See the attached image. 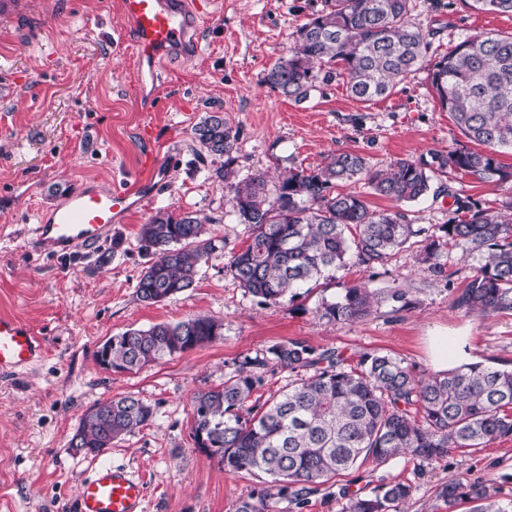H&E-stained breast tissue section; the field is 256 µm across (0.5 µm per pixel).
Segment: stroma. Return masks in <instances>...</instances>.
Instances as JSON below:
<instances>
[{
    "mask_svg": "<svg viewBox=\"0 0 512 512\" xmlns=\"http://www.w3.org/2000/svg\"><path fill=\"white\" fill-rule=\"evenodd\" d=\"M196 52L169 57L160 70V101L136 94V50L124 37L118 0H29L28 27L0 24V315L17 317L43 336L47 353L17 374L0 375V512H75L81 484L101 464L139 472L147 486L143 512H233L258 483L228 474L193 438L191 399L217 388L248 357L301 338L317 349L349 354L381 350L415 372L437 367L430 340H454L455 364L512 368V313L480 317L454 307L473 264L445 251L443 275L416 261L421 247L441 237L450 198L413 204L419 231L369 274L355 259L335 282L308 293L262 303L227 271L232 252L249 236L233 210L231 184L257 174L325 164L337 152H357L379 169L429 150L481 143L461 134L433 94L427 70L413 72L388 98L362 103L343 82L318 85L297 102L271 90L267 71L293 43L296 29L322 0H211ZM415 18L439 29L434 45L445 54L464 38L511 33L512 16L478 11L469 0H417ZM220 112L240 130L232 181L214 177L194 128ZM164 141V184L112 223L94 247L55 259L37 242L39 215L87 182L112 189L135 175L150 139ZM448 183L482 206L496 209L512 197V183H485L449 173ZM192 212L206 221L216 245L194 286L149 305L136 293L148 262L137 243L157 210ZM412 289L414 308L392 313L384 305L353 323L318 320L315 308L341 285ZM194 316L223 321L216 341L136 372L107 371L95 354L108 337ZM132 395L150 405L151 422L101 455L78 454L70 439L82 415L99 401ZM452 479L480 481L498 499L512 501V438L483 448L450 449L427 463L410 455L361 468L321 485L300 509L341 512L340 488L367 493L402 480L413 485L407 512H441L439 487Z\"/></svg>",
    "mask_w": 512,
    "mask_h": 512,
    "instance_id": "obj_1",
    "label": "stroma"
}]
</instances>
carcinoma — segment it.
I'll return each mask as SVG.
<instances>
[{"label":"carcinoma","instance_id":"obj_1","mask_svg":"<svg viewBox=\"0 0 512 512\" xmlns=\"http://www.w3.org/2000/svg\"><path fill=\"white\" fill-rule=\"evenodd\" d=\"M416 0H323L296 31L293 46L269 69L265 83L302 101L316 82L346 81L352 97L372 102L390 96L413 72L428 70L430 86L457 128L487 150H431L398 158L384 169L354 152L332 155L321 167H295L274 184L256 174L234 184L232 206L249 226L248 243L232 253L227 270L245 292L275 303L320 280H333L346 258L366 271L387 264L391 253L419 234L406 205L431 194L452 199L444 236L423 246L418 263L440 275L439 257L457 248L476 262V273L454 305L482 317L512 312V199L496 211L447 183L448 173L482 182H512V170L495 157L512 150V33L469 36L447 54L427 59L436 31L412 21ZM473 7L512 16V0H472ZM213 159L224 158L214 174H233L232 153L239 130L212 114L194 128ZM364 182L371 194L396 203L373 210L343 187ZM205 220L192 212L159 210L141 225L140 251L152 256L137 283L140 301L155 304L192 288L215 244L205 237ZM392 311L415 305L409 289L375 290L345 285L315 309L320 320L355 322L381 305ZM224 323L197 316L158 323L112 337V366L130 372L211 343ZM274 366L313 374L264 403L248 404ZM75 431L87 448L123 436L152 421L151 406L133 396L100 401ZM245 414H240V411ZM191 414L196 447L211 448L228 474L263 477L235 512H276L286 501L297 508L318 486L371 461L378 465L412 455L432 462L450 448H481L512 437V369L463 364L435 374H417L384 351L355 357L339 349L317 351L290 339L262 358H246L224 386L195 393ZM413 486L390 481L368 494L345 491L342 512H403ZM445 510L461 500L472 512H509L490 487L461 479L441 485Z\"/></svg>","mask_w":512,"mask_h":512}]
</instances>
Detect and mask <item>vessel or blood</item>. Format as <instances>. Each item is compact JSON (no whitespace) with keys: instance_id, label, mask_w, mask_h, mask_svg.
I'll return each mask as SVG.
<instances>
[{"instance_id":"vessel-or-blood-1","label":"vessel or blood","mask_w":512,"mask_h":512,"mask_svg":"<svg viewBox=\"0 0 512 512\" xmlns=\"http://www.w3.org/2000/svg\"><path fill=\"white\" fill-rule=\"evenodd\" d=\"M137 50V86L140 95L156 94L161 62L184 51L208 13L205 0H119ZM163 161L157 150L143 153L140 172L132 182L104 191L90 184L74 193L66 205L38 219L35 233L55 257L70 256L76 246L91 247L112 221L128 208L132 196L157 195ZM44 339L19 319L0 316V375L31 364L41 356ZM146 486L134 472L103 465L81 485L75 512H142Z\"/></svg>"}]
</instances>
